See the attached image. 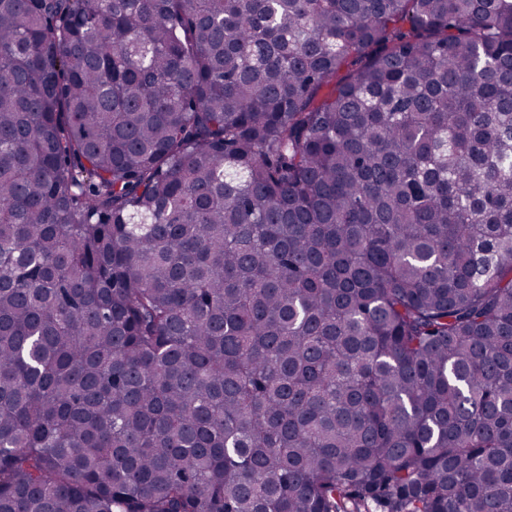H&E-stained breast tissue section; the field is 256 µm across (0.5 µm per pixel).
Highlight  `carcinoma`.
<instances>
[{"label":"carcinoma","mask_w":512,"mask_h":512,"mask_svg":"<svg viewBox=\"0 0 512 512\" xmlns=\"http://www.w3.org/2000/svg\"><path fill=\"white\" fill-rule=\"evenodd\" d=\"M512 512V0H0V512Z\"/></svg>","instance_id":"cac0c4a2"}]
</instances>
